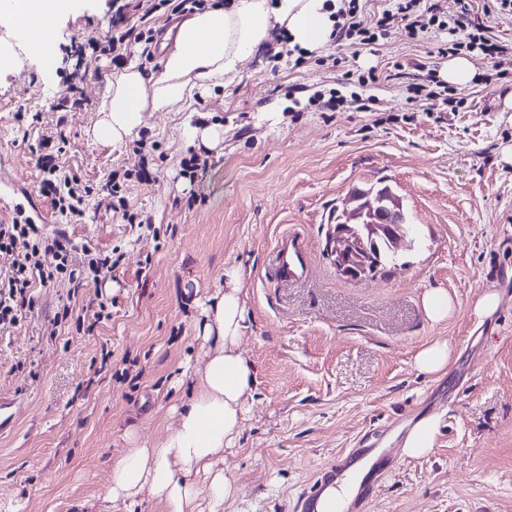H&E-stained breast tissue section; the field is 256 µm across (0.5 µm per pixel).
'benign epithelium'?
I'll return each mask as SVG.
<instances>
[{
	"instance_id": "1",
	"label": "benign epithelium",
	"mask_w": 512,
	"mask_h": 512,
	"mask_svg": "<svg viewBox=\"0 0 512 512\" xmlns=\"http://www.w3.org/2000/svg\"><path fill=\"white\" fill-rule=\"evenodd\" d=\"M351 203L352 207L346 211V222L329 227L326 252L340 276L350 280H361L372 276L368 270L366 236H381L392 229V226L379 218L380 205H386V209L394 215L395 223L399 224L391 236V249L396 250L405 244L408 233L401 227L404 215L397 198L372 200L367 195L356 193Z\"/></svg>"
}]
</instances>
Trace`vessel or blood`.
Masks as SVG:
<instances>
[{"mask_svg": "<svg viewBox=\"0 0 512 512\" xmlns=\"http://www.w3.org/2000/svg\"><path fill=\"white\" fill-rule=\"evenodd\" d=\"M274 261L284 281L299 283L309 272V250L303 237L282 235L274 248ZM397 457L377 452L371 447H354L324 465L311 486L302 492L294 506L295 512H342L337 490L343 480L361 474L362 480L350 503L351 512H366L375 493V479L393 468Z\"/></svg>", "mask_w": 512, "mask_h": 512, "instance_id": "1", "label": "vessel or blood"}]
</instances>
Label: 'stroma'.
Here are the masks:
<instances>
[{
	"instance_id": "35a3bbf8",
	"label": "stroma",
	"mask_w": 512,
	"mask_h": 512,
	"mask_svg": "<svg viewBox=\"0 0 512 512\" xmlns=\"http://www.w3.org/2000/svg\"><path fill=\"white\" fill-rule=\"evenodd\" d=\"M112 0H71L53 25L47 55L18 39L0 15V194L22 204L41 233L65 230L76 250L122 258L111 281L78 289L35 286L19 322L0 326V512H114L104 493L113 463L177 421L202 365V304L238 268L251 329L242 349L256 383L240 436L216 469L235 487L224 512H293L316 471L366 433L400 453L420 418L439 423L430 451L402 456L380 482L370 512H512V79H492L468 50L470 25L448 32L416 13L379 51L329 43L302 65L270 59L274 33L240 74L173 112H148L131 139L112 145L91 127L113 71L109 58L76 56L74 44L112 31ZM460 45L476 74L455 102L432 112L407 102L406 73L422 62L444 78ZM81 106L60 111V96ZM337 96L326 112L314 98ZM189 126L211 142L187 145ZM64 139L62 164L83 185L123 182L124 221L87 197L85 215L42 222L51 211L36 160L43 137ZM148 143L145 152L135 141ZM207 166L183 179L184 161ZM145 178H137V171ZM390 186L417 239L376 276H339L325 251L329 224L356 189ZM299 231L311 270L297 286L277 281L272 250ZM441 288L444 321L423 308ZM498 309L479 316V294ZM108 317L93 328L90 302ZM69 307L71 317L55 321ZM447 342L438 374L416 355ZM423 306L427 316L434 322L448 318L452 303L444 289H432L423 298Z\"/></svg>"
}]
</instances>
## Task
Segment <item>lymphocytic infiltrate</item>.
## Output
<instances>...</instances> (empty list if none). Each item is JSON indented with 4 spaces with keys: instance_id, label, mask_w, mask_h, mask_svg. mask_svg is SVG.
<instances>
[{
    "instance_id": "obj_1",
    "label": "lymphocytic infiltrate",
    "mask_w": 512,
    "mask_h": 512,
    "mask_svg": "<svg viewBox=\"0 0 512 512\" xmlns=\"http://www.w3.org/2000/svg\"><path fill=\"white\" fill-rule=\"evenodd\" d=\"M420 2L401 0L394 10L383 11L371 24L360 15L356 0H349L347 9L339 14L332 38L338 45L358 51L370 49L377 30L389 27L395 20L410 22ZM37 166L44 174L42 195L50 199L58 216L68 222L83 217V205L90 193L109 199L116 197L120 190L111 177L95 191L79 186L77 178L66 173L55 153L40 155ZM115 265L108 253H98L86 260L77 257L65 233L48 237L39 234L32 224L18 221L0 224V325L17 322L19 313L32 301L33 284L66 282L78 288L88 279L105 280Z\"/></svg>"
}]
</instances>
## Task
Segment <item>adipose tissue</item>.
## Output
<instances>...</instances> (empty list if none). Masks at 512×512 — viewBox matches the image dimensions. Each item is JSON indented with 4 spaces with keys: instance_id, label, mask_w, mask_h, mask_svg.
Wrapping results in <instances>:
<instances>
[{
    "instance_id": "obj_1",
    "label": "adipose tissue",
    "mask_w": 512,
    "mask_h": 512,
    "mask_svg": "<svg viewBox=\"0 0 512 512\" xmlns=\"http://www.w3.org/2000/svg\"><path fill=\"white\" fill-rule=\"evenodd\" d=\"M12 12L15 27L31 47L46 51L54 20L67 10V0H23ZM342 0H231L226 8L195 13L178 29L161 74L145 79L128 66L116 74L92 127L96 140L122 142L141 124L146 112H169L212 83L230 82L242 64L267 41L274 28H284L289 46L322 48L332 38L334 16ZM198 332L205 360L195 369L191 399L178 411L175 426L159 441L126 449L111 468L105 499L135 512L143 498L159 502L163 512H198L200 497L209 512H224L234 486L224 474H213L200 489L191 473L210 472L214 460L241 433L245 404L256 375L241 344L250 328L241 274L224 271V287L203 304Z\"/></svg>"
}]
</instances>
